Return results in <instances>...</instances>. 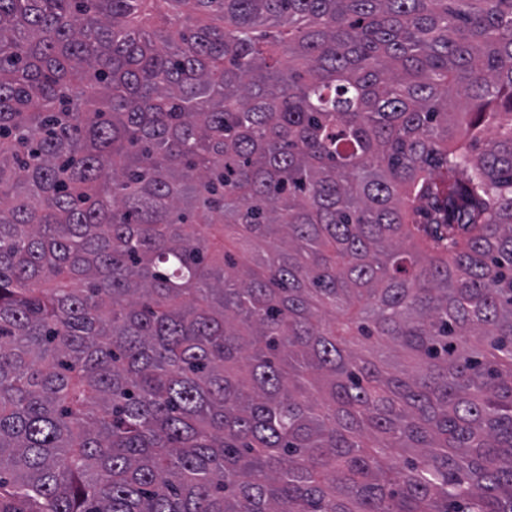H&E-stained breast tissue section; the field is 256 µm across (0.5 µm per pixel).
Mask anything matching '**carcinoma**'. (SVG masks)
I'll use <instances>...</instances> for the list:
<instances>
[{"label": "carcinoma", "instance_id": "cac0c4a2", "mask_svg": "<svg viewBox=\"0 0 512 512\" xmlns=\"http://www.w3.org/2000/svg\"><path fill=\"white\" fill-rule=\"evenodd\" d=\"M0 512H512V0H0Z\"/></svg>", "mask_w": 512, "mask_h": 512}]
</instances>
